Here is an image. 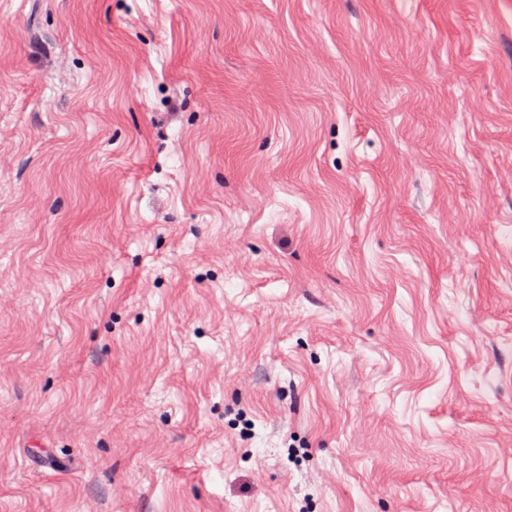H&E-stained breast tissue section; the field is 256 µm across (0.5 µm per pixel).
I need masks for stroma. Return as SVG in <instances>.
I'll return each mask as SVG.
<instances>
[{
  "label": "stroma",
  "mask_w": 512,
  "mask_h": 512,
  "mask_svg": "<svg viewBox=\"0 0 512 512\" xmlns=\"http://www.w3.org/2000/svg\"><path fill=\"white\" fill-rule=\"evenodd\" d=\"M0 512H512V0H0Z\"/></svg>",
  "instance_id": "stroma-1"
}]
</instances>
